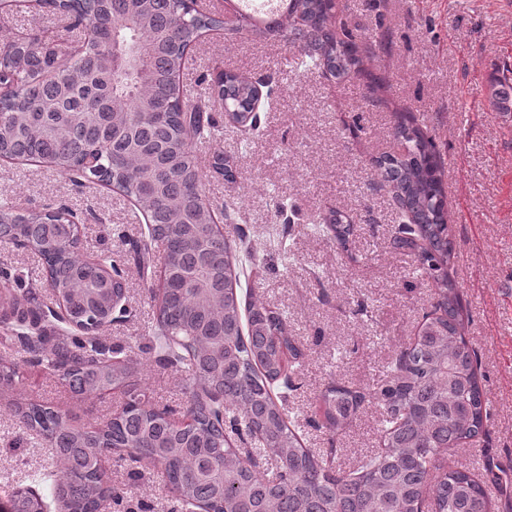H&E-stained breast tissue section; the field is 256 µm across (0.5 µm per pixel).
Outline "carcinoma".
<instances>
[{
    "mask_svg": "<svg viewBox=\"0 0 512 512\" xmlns=\"http://www.w3.org/2000/svg\"><path fill=\"white\" fill-rule=\"evenodd\" d=\"M60 15L84 25L83 36L51 44L34 35L0 38V159H24L55 168L79 185L105 183L129 197L146 221L135 245L145 265L161 249L163 296L155 315L158 362L187 373V412L179 427L146 400L137 363L114 362L112 349L96 338L64 337L49 343L45 330L0 308V322L13 321L21 351L60 372L75 390L97 393L129 388L123 411L94 430L71 425L52 408L16 406L26 429L45 439L71 468L53 481L49 495L67 512H91L117 492L96 472V457L121 452L161 468L180 509L213 512H491L484 481L468 469L436 464L448 450L462 449L487 431L489 412L478 356L464 336L458 291L448 282L453 241L448 224L436 144L414 116L398 115L395 153L370 162L377 185L392 193L401 211L393 245L413 256L417 268L445 283L418 335L399 351L383 382L366 394L336 384L319 394L322 427L336 434L372 400L381 410L382 451L341 471L303 447L291 429L285 403L295 388L285 370L294 360L288 318L243 303L257 248L246 234L230 242L215 224L203 192L206 176L234 178L220 150L204 174L192 144L217 140L205 106L184 100L176 78L187 50L202 33L222 24L194 8L195 0H43ZM338 0H291L288 22L266 30L250 23L225 29L283 37L298 51L299 65L320 69L336 82L363 79L382 86L386 77L362 68L366 38L331 18ZM254 83L216 68L210 102L226 120L249 131L262 125L255 111ZM492 106L512 112V83L492 90ZM275 231L277 245L291 236L286 205ZM0 226L10 241L42 261L53 294L69 305L71 319L96 327L113 314L122 294V270L112 266L105 284L85 262L78 224L64 208L17 212L0 204ZM301 231L331 233L344 248L351 235L338 211L319 215ZM255 440V463L246 465L231 447L232 436Z\"/></svg>",
    "mask_w": 512,
    "mask_h": 512,
    "instance_id": "carcinoma-1",
    "label": "carcinoma"
}]
</instances>
